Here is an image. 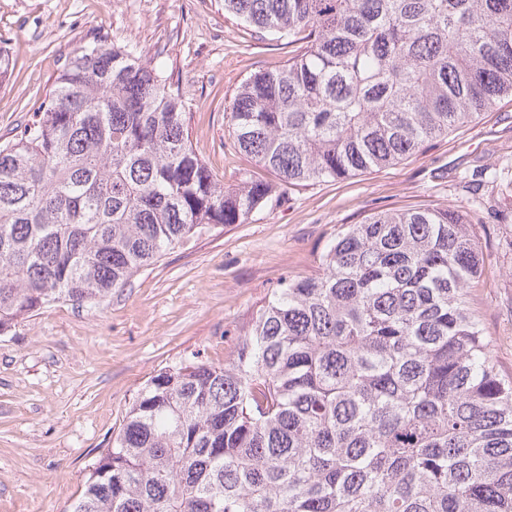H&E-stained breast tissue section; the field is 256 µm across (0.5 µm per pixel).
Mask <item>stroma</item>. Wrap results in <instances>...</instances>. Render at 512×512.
<instances>
[{
  "mask_svg": "<svg viewBox=\"0 0 512 512\" xmlns=\"http://www.w3.org/2000/svg\"><path fill=\"white\" fill-rule=\"evenodd\" d=\"M160 57L185 94L192 145L217 178L268 179L233 146L227 108L300 43L225 15L223 0H0V144L42 111L56 76L99 40ZM496 171L497 180L473 178ZM512 98L401 163L288 190L285 202L170 250L95 306L58 303L0 336V512H68L138 390L193 353L221 364L285 277L319 273L336 233L387 209L455 205L483 253L470 303L512 375Z\"/></svg>",
  "mask_w": 512,
  "mask_h": 512,
  "instance_id": "stroma-1",
  "label": "stroma"
}]
</instances>
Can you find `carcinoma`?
I'll return each instance as SVG.
<instances>
[{
  "instance_id": "cac0c4a2",
  "label": "carcinoma",
  "mask_w": 512,
  "mask_h": 512,
  "mask_svg": "<svg viewBox=\"0 0 512 512\" xmlns=\"http://www.w3.org/2000/svg\"><path fill=\"white\" fill-rule=\"evenodd\" d=\"M304 51L229 108L274 174L226 187L163 64L94 43L0 145V335L95 304L291 187L381 169L512 97V0H224ZM452 205L378 211L285 278L214 364L138 391L69 512H512V378L469 305L482 256Z\"/></svg>"
}]
</instances>
